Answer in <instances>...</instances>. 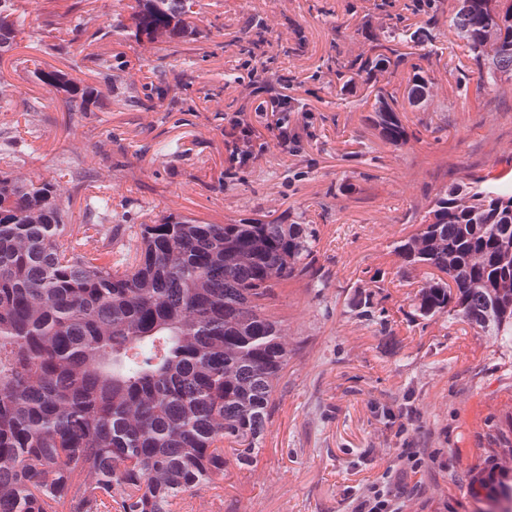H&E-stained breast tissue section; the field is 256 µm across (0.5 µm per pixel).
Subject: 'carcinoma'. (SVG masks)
<instances>
[{"instance_id": "obj_1", "label": "carcinoma", "mask_w": 512, "mask_h": 512, "mask_svg": "<svg viewBox=\"0 0 512 512\" xmlns=\"http://www.w3.org/2000/svg\"><path fill=\"white\" fill-rule=\"evenodd\" d=\"M23 0H0V55L18 45ZM196 0H130L135 39H186ZM448 32L463 42L476 91L512 85V0H456ZM254 18L244 51L265 43ZM432 42L393 28L378 53L349 69L375 90L367 120L393 145L408 143L398 101L377 86L398 68L397 46ZM406 99L431 79L413 65ZM32 76L89 112L109 97L61 70ZM503 174L439 190L414 233L394 243L402 264L426 269L415 316L461 320L512 350V190ZM69 202L41 177L0 168V512H176L177 500L250 465L261 452L290 351L274 309L294 279L321 281L317 230L241 219L200 224L165 216L139 227L134 254L89 246L66 224ZM380 273L351 300L373 302Z\"/></svg>"}]
</instances>
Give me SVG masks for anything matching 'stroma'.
<instances>
[{
    "instance_id": "1",
    "label": "stroma",
    "mask_w": 512,
    "mask_h": 512,
    "mask_svg": "<svg viewBox=\"0 0 512 512\" xmlns=\"http://www.w3.org/2000/svg\"><path fill=\"white\" fill-rule=\"evenodd\" d=\"M63 2L69 24L86 25L80 44L61 32L50 0H25L27 21L55 32L57 48L45 51L27 29L0 57V88L11 95L0 108V156L13 155L17 175L59 179L71 227L84 224L86 200L105 193L125 215L112 227L117 245L169 214L203 224L287 217L318 232L321 284L292 281L280 297L291 357L263 450L187 497L182 512H353L369 482L398 472V455L412 443L436 460L402 498V512H475L489 470L503 466L480 450L512 425V367L465 322L414 321L422 275L403 269L392 250L437 191L499 172L512 157V91L477 98L457 88L454 0H438L427 15L414 12L413 0H200L196 35L170 43L113 32L128 18L117 0ZM256 15L269 29L263 72L242 51ZM422 25L436 53L402 44L407 64L379 76L403 96L420 61L434 82L427 103L401 115L416 140L395 147L367 122L370 88L344 84L336 63L371 56L391 27ZM91 52L134 82L177 95L178 106L142 107L122 81L100 108L72 112L30 76L37 64L102 83ZM257 78L270 95L296 100L297 152L279 146L275 116L257 111ZM232 115L252 126L256 149L249 166L230 174ZM374 272L384 277L375 297L388 311L384 327L348 306Z\"/></svg>"
}]
</instances>
